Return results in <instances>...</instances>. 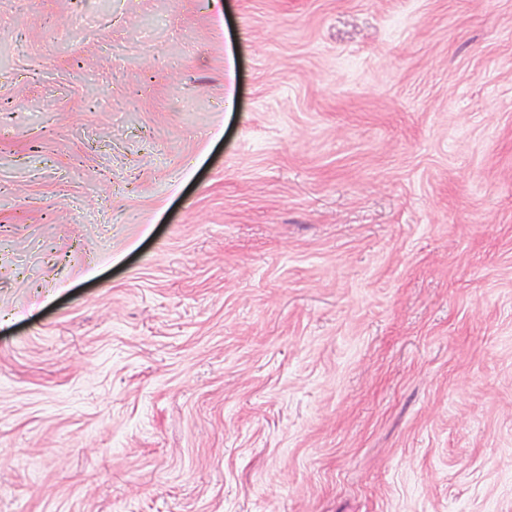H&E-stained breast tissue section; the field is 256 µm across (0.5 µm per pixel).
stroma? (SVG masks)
Segmentation results:
<instances>
[{
  "label": "stroma",
  "instance_id": "obj_1",
  "mask_svg": "<svg viewBox=\"0 0 512 512\" xmlns=\"http://www.w3.org/2000/svg\"><path fill=\"white\" fill-rule=\"evenodd\" d=\"M0 512H512V0H0Z\"/></svg>",
  "mask_w": 512,
  "mask_h": 512
}]
</instances>
